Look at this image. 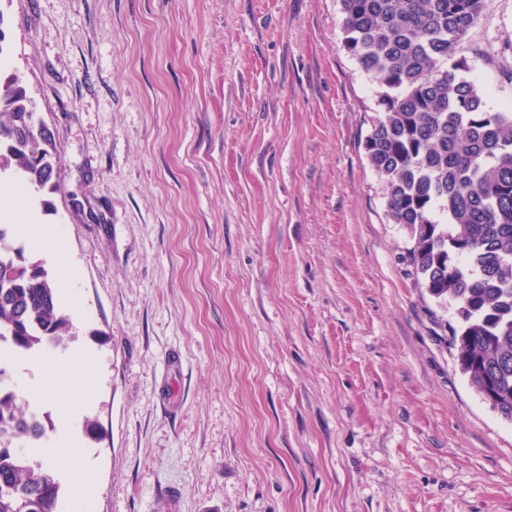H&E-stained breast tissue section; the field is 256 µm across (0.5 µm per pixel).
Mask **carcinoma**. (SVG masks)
<instances>
[{
  "mask_svg": "<svg viewBox=\"0 0 512 512\" xmlns=\"http://www.w3.org/2000/svg\"><path fill=\"white\" fill-rule=\"evenodd\" d=\"M485 0H340L342 43L381 88L364 150L383 179L394 223L413 246L409 262L431 297L458 304V363L512 421V110L487 109L456 49ZM23 80H0V177L32 198L57 191L53 140L21 137L33 117ZM73 335L46 268L0 226V338L15 353ZM43 423L0 388V512H58L61 483L48 458L20 447Z\"/></svg>",
  "mask_w": 512,
  "mask_h": 512,
  "instance_id": "carcinoma-1",
  "label": "carcinoma"
}]
</instances>
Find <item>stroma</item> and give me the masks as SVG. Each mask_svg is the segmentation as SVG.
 Instances as JSON below:
<instances>
[{
  "label": "stroma",
  "instance_id": "obj_1",
  "mask_svg": "<svg viewBox=\"0 0 512 512\" xmlns=\"http://www.w3.org/2000/svg\"><path fill=\"white\" fill-rule=\"evenodd\" d=\"M341 25L340 0H0L5 70L59 158L51 213L6 188L0 207L74 325L9 364L66 512H164L172 490L177 512H512V422L407 263L363 148L380 88ZM457 55L512 107V0ZM75 348L66 415L49 395Z\"/></svg>",
  "mask_w": 512,
  "mask_h": 512
}]
</instances>
